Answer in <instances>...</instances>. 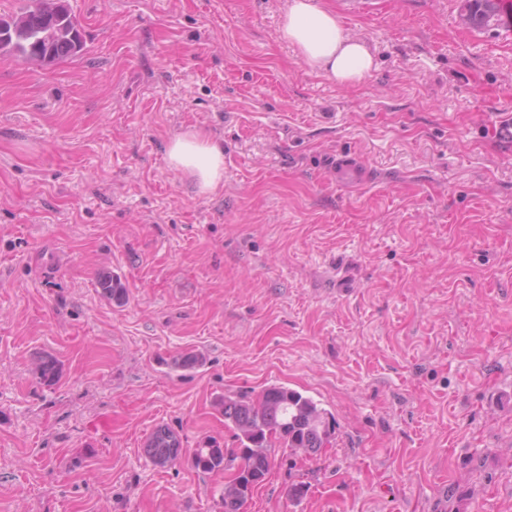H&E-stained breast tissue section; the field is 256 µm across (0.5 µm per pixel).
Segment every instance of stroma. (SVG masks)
<instances>
[{
  "label": "stroma",
  "mask_w": 512,
  "mask_h": 512,
  "mask_svg": "<svg viewBox=\"0 0 512 512\" xmlns=\"http://www.w3.org/2000/svg\"><path fill=\"white\" fill-rule=\"evenodd\" d=\"M286 2L69 0L80 55H0V512H222L192 451L236 445L217 398L274 385L335 438L276 449L245 512H512V30L323 0L377 64L343 87L280 40ZM192 126L224 145L209 195L166 160ZM339 150L374 185L337 188ZM98 287L101 288V294L109 301L121 305L127 298V289L122 281L111 272L101 273L97 280ZM181 441L178 435L167 426L155 429L146 444V454L158 467H168L182 457Z\"/></svg>",
  "instance_id": "1"
}]
</instances>
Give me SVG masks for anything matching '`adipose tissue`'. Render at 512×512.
Masks as SVG:
<instances>
[{
    "label": "adipose tissue",
    "mask_w": 512,
    "mask_h": 512,
    "mask_svg": "<svg viewBox=\"0 0 512 512\" xmlns=\"http://www.w3.org/2000/svg\"><path fill=\"white\" fill-rule=\"evenodd\" d=\"M310 72L342 86L371 75L374 59L361 41L347 35L335 13L318 0H288L278 29ZM170 167L187 175L198 194L215 192L224 183V148L201 128L192 127L170 139Z\"/></svg>",
    "instance_id": "1"
}]
</instances>
